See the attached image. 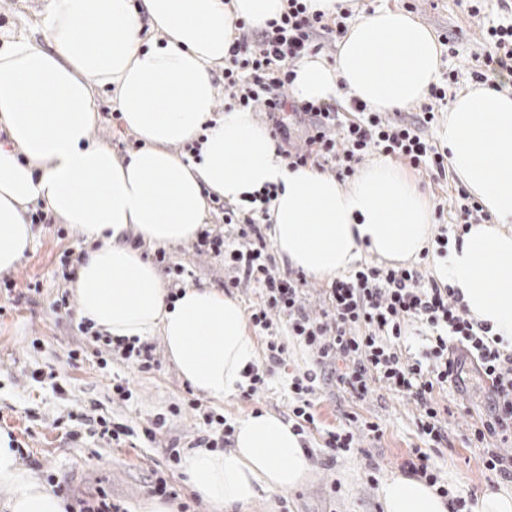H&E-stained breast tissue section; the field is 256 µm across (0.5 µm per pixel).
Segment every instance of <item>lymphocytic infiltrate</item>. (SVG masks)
Listing matches in <instances>:
<instances>
[{
	"label": "lymphocytic infiltrate",
	"mask_w": 512,
	"mask_h": 512,
	"mask_svg": "<svg viewBox=\"0 0 512 512\" xmlns=\"http://www.w3.org/2000/svg\"><path fill=\"white\" fill-rule=\"evenodd\" d=\"M237 34L224 57V93L235 106L264 113L276 136L288 144L284 155L290 167L332 170L339 182L352 178L373 152L403 161L433 178L444 177L448 154L426 140L422 132L434 123L447 98V86L431 85L429 100L413 121L406 122L352 100L354 117L342 120L336 103L299 102L290 95L292 66L306 53L319 52L344 33L341 20L324 13H308L304 0H286L279 19L254 32L236 22ZM475 79L492 87L512 83V24L487 27L480 34ZM306 117L302 143H293L285 113ZM277 188L264 186L252 193L248 205L224 210L225 224L234 236L210 230L197 235L198 253L224 259L231 272L228 287L259 288L262 302L250 321L266 331L265 366L248 372L245 398L258 395L272 367L280 365L285 345L276 334L275 318H285L288 335L310 351L314 370L293 377V430L307 433L315 425L311 397L321 378L331 377L356 399H365L379 385L411 399L416 426L425 445L412 449L402 466L405 474L424 480L448 497L451 512H471L469 498L451 495L427 452V445L446 443L445 410L438 397L448 386L460 385L465 366L488 378V408L470 429L469 443L484 451L490 476L512 481V449L502 443L512 438V348L492 333L489 323L476 321L458 289L428 277L415 265L362 264L352 273L332 280L324 289L319 315L308 312L304 273H281L260 231L267 206ZM419 324L424 341L414 354L404 355L406 330Z\"/></svg>",
	"instance_id": "obj_1"
}]
</instances>
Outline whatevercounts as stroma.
<instances>
[{"mask_svg": "<svg viewBox=\"0 0 512 512\" xmlns=\"http://www.w3.org/2000/svg\"><path fill=\"white\" fill-rule=\"evenodd\" d=\"M46 5L47 0H0V40L24 35L43 41L40 21ZM503 14L501 0H482L476 18L468 16L466 0H417L412 12L434 36L451 39V50L440 53L438 70L456 72L454 89L458 92L475 85L473 57L480 50L476 41L480 25L498 23ZM95 106L99 121L94 140L121 156L132 151L131 134L117 118L111 94L99 92ZM57 230L52 224L37 231L31 249L11 272L18 288L32 282L38 284V292L27 294L19 303L0 294V433L27 449L38 478L54 475L77 496L105 490L127 512H140L141 502L151 497L153 471L165 472L177 493L169 504L178 512L181 503L192 501L194 492L182 466L170 461L168 446L183 453L195 448L198 438L213 431L202 419L209 411L223 414L232 423L254 411L287 418L291 403L288 375L309 368L311 357L296 342L286 341L285 361L269 376L260 400L237 395L219 401L204 396L197 412L189 406L190 385L179 377L165 351H158L159 365L148 372L119 358L100 367L97 345L78 331L77 316L51 308L58 292L69 286L62 277L60 253L67 248L89 249L84 238L69 234L61 239ZM167 254L171 263L183 266V281L223 290V258L197 254L189 243L171 247ZM78 346L84 349L80 361H70L69 350ZM36 371L45 372V379L33 380ZM464 378L461 390L451 389L439 397L441 406L451 410L449 443L431 455L445 481L463 492L479 493L488 485L482 451L467 446L464 436L484 413L487 393L472 368H465ZM120 381L132 390L131 400H113L112 385ZM81 412L102 414L137 430L159 414L165 415L166 424L158 443L147 444L137 434L121 444H109L77 424L74 416ZM312 412L316 428L305 437L310 479L295 490L262 495L246 512H382L379 482L399 474L411 449L423 445L414 405L380 388L359 402L331 382L317 388ZM354 413L379 422L380 436L365 438L357 449L328 460L323 449L327 432L341 428L346 415ZM74 429L79 432L75 438L70 435Z\"/></svg>", "mask_w": 512, "mask_h": 512, "instance_id": "obj_1", "label": "stroma"}]
</instances>
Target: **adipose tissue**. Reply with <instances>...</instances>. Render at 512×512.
Instances as JSON below:
<instances>
[{
  "mask_svg": "<svg viewBox=\"0 0 512 512\" xmlns=\"http://www.w3.org/2000/svg\"><path fill=\"white\" fill-rule=\"evenodd\" d=\"M284 0H48L38 43H0V272L30 250L28 206L45 201L92 248L71 287L77 316L100 333L147 338L161 332L184 382L224 399L245 385L256 360L236 297L185 284L174 302L151 260L125 241L154 248L195 239L207 198L231 204L277 185L268 206L282 263L329 280L363 252L408 263L430 246L434 209L393 163L368 165L349 188L306 166L290 168L270 130L251 112L217 113L211 69L223 64L237 21L279 18ZM157 33L146 39L144 28ZM430 30L392 9L358 15L334 57L298 60L296 100L357 98L374 112L422 103L438 74ZM110 89L124 126L142 140L119 157L93 141L94 87ZM200 141L199 155L176 145ZM448 162L492 221L471 225L437 270L459 289L470 314L512 344V86L459 92L448 107ZM191 488L216 512H242L261 494L294 490L310 478L291 425L259 411L235 428L234 446L197 448L184 458ZM0 490L9 512H65L66 500L16 462L0 435ZM383 512H450L425 481L396 475L378 491Z\"/></svg>",
  "mask_w": 512,
  "mask_h": 512,
  "instance_id": "1",
  "label": "adipose tissue"
}]
</instances>
